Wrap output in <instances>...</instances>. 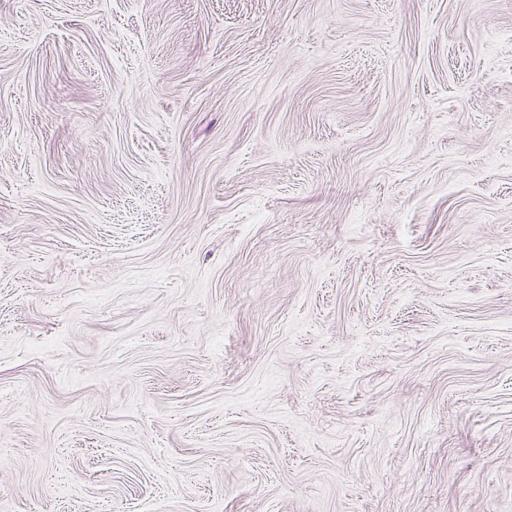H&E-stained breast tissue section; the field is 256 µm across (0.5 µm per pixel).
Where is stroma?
I'll list each match as a JSON object with an SVG mask.
<instances>
[{
	"label": "stroma",
	"mask_w": 512,
	"mask_h": 512,
	"mask_svg": "<svg viewBox=\"0 0 512 512\" xmlns=\"http://www.w3.org/2000/svg\"><path fill=\"white\" fill-rule=\"evenodd\" d=\"M0 512H512V0H0Z\"/></svg>",
	"instance_id": "obj_1"
}]
</instances>
